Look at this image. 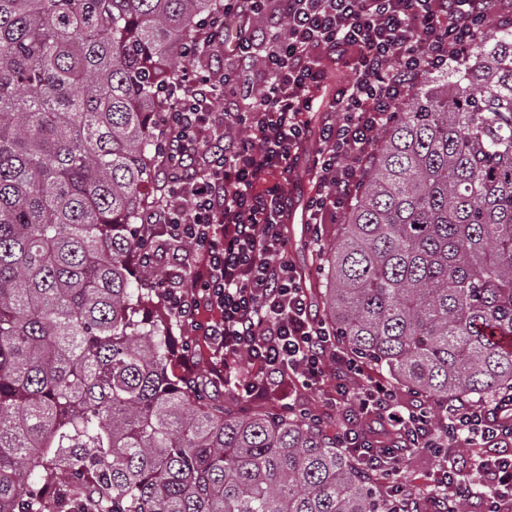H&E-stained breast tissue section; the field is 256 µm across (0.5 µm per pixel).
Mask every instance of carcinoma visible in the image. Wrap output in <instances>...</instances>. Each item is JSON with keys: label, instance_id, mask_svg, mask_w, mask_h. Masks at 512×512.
Wrapping results in <instances>:
<instances>
[{"label": "carcinoma", "instance_id": "carcinoma-1", "mask_svg": "<svg viewBox=\"0 0 512 512\" xmlns=\"http://www.w3.org/2000/svg\"><path fill=\"white\" fill-rule=\"evenodd\" d=\"M222 0H0V512H389L322 417L173 371L139 252L163 81ZM322 320L435 405L512 393V24L421 83L338 237Z\"/></svg>", "mask_w": 512, "mask_h": 512}]
</instances>
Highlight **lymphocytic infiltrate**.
<instances>
[{"label": "lymphocytic infiltrate", "mask_w": 512, "mask_h": 512, "mask_svg": "<svg viewBox=\"0 0 512 512\" xmlns=\"http://www.w3.org/2000/svg\"><path fill=\"white\" fill-rule=\"evenodd\" d=\"M509 20L512 0H224L223 34L199 21L185 50L191 68L168 76L177 107L157 116L168 130L165 193L144 214V259L191 273L184 286L161 281L169 307L214 343L241 397L272 394L292 409L301 391L320 388L322 411L342 419L337 441L390 487L394 512L407 499L397 467L371 452L391 431L445 457L427 499L456 503L479 476L492 487L486 512H512V395L446 403L433 419L340 350L286 257L290 187L306 144L318 142L305 209L321 240L415 88ZM218 50L221 68L211 65ZM348 62L354 77L328 93L329 66ZM220 97L225 107L213 111ZM461 442L473 467L456 457Z\"/></svg>", "instance_id": "obj_1"}]
</instances>
